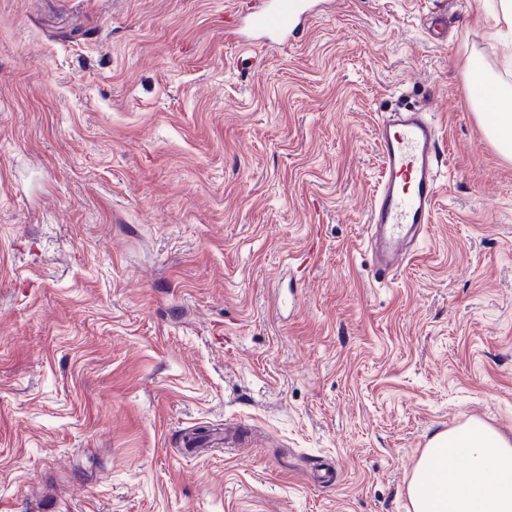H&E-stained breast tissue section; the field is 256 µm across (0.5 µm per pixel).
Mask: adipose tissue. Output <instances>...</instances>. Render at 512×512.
Instances as JSON below:
<instances>
[{
    "mask_svg": "<svg viewBox=\"0 0 512 512\" xmlns=\"http://www.w3.org/2000/svg\"><path fill=\"white\" fill-rule=\"evenodd\" d=\"M478 105L477 116L506 157H512V94ZM412 512H512V440L480 421L429 440L407 486Z\"/></svg>",
    "mask_w": 512,
    "mask_h": 512,
    "instance_id": "ef3b65f1",
    "label": "adipose tissue"
}]
</instances>
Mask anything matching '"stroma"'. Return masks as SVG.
<instances>
[{
    "mask_svg": "<svg viewBox=\"0 0 512 512\" xmlns=\"http://www.w3.org/2000/svg\"><path fill=\"white\" fill-rule=\"evenodd\" d=\"M0 0V512H408L429 438L512 437V87L498 0ZM430 105L431 224L388 283L375 123ZM238 433L235 452L182 445ZM246 11V33H225L228 40L244 46L264 47L270 41L295 39L318 10L308 0H259ZM494 86L497 105L494 109H488L474 94L472 100L478 112L476 115L482 121L484 128L506 157H512V94L501 92Z\"/></svg>",
    "mask_w": 512,
    "mask_h": 512,
    "instance_id": "1",
    "label": "stroma"
}]
</instances>
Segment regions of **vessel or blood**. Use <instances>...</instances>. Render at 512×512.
Wrapping results in <instances>:
<instances>
[{
	"mask_svg": "<svg viewBox=\"0 0 512 512\" xmlns=\"http://www.w3.org/2000/svg\"><path fill=\"white\" fill-rule=\"evenodd\" d=\"M315 14L309 0H259L246 12L245 31L228 38L250 47L290 41ZM376 127L381 172L367 215V248L375 278L385 281L404 263L410 235L432 221L448 146L426 110L381 113Z\"/></svg>",
	"mask_w": 512,
	"mask_h": 512,
	"instance_id": "b4317fda",
	"label": "vessel or blood"
}]
</instances>
